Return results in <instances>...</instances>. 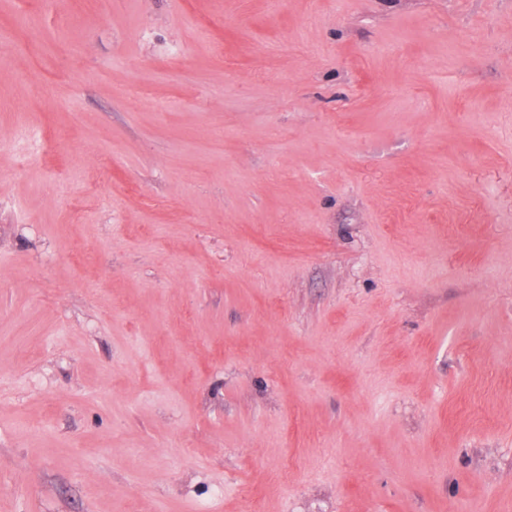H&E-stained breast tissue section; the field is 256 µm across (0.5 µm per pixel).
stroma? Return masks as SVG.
I'll list each match as a JSON object with an SVG mask.
<instances>
[{
	"label": "stroma",
	"mask_w": 512,
	"mask_h": 512,
	"mask_svg": "<svg viewBox=\"0 0 512 512\" xmlns=\"http://www.w3.org/2000/svg\"><path fill=\"white\" fill-rule=\"evenodd\" d=\"M0 33V512H512V0Z\"/></svg>",
	"instance_id": "35a3bbf8"
}]
</instances>
